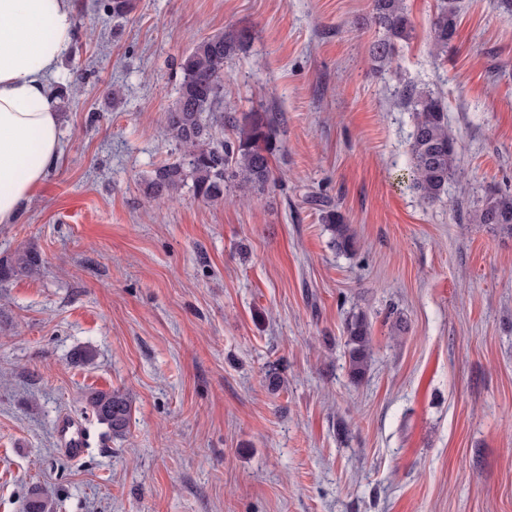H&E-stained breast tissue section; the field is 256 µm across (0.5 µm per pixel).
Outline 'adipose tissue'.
Returning a JSON list of instances; mask_svg holds the SVG:
<instances>
[{"mask_svg":"<svg viewBox=\"0 0 512 512\" xmlns=\"http://www.w3.org/2000/svg\"><path fill=\"white\" fill-rule=\"evenodd\" d=\"M74 27L70 0H0V225L17 222L61 156L49 80Z\"/></svg>","mask_w":512,"mask_h":512,"instance_id":"adipose-tissue-1","label":"adipose tissue"}]
</instances>
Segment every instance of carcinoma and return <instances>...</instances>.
Instances as JSON below:
<instances>
[{
	"label": "carcinoma",
	"mask_w": 512,
	"mask_h": 512,
	"mask_svg": "<svg viewBox=\"0 0 512 512\" xmlns=\"http://www.w3.org/2000/svg\"><path fill=\"white\" fill-rule=\"evenodd\" d=\"M373 21L383 35L373 43L374 61L390 64L400 47L413 38L405 0H373ZM459 18L458 0H439L432 23L431 53H448ZM247 40L243 32L219 33L195 41L178 60L183 74L177 99L165 116L167 131L182 149L181 159L153 171L146 193L171 199L190 187L205 201L224 199V189L245 188L261 193L275 181L272 160L281 148L280 118L276 112H245L237 117L223 108L224 63ZM405 104L415 113L411 135V184L420 196L439 200L448 192V182L456 175L455 141L448 130L446 106L431 91L407 86L402 91ZM473 221L512 235V194L490 193L480 200ZM323 222L332 234V245L341 253L354 250L355 239L341 212L324 211ZM42 264L34 249L0 259V281L17 275L36 273ZM349 373L361 379L370 360L371 333L367 319L354 316L346 325ZM87 404L100 424L113 435L125 434L130 422L131 403L119 390L92 391ZM27 512H52L49 496L33 492Z\"/></svg>",
	"instance_id": "obj_1"
}]
</instances>
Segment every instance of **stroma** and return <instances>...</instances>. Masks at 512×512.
I'll use <instances>...</instances> for the list:
<instances>
[{
    "mask_svg": "<svg viewBox=\"0 0 512 512\" xmlns=\"http://www.w3.org/2000/svg\"><path fill=\"white\" fill-rule=\"evenodd\" d=\"M107 2L72 0L61 158L0 225V259L43 260L0 282V512L37 487L53 512H512V236L466 215L512 193V12L461 0L437 57L436 0H406L414 37L382 66L372 0H134L124 18ZM240 30L224 109L280 113L278 184L151 198L180 155L178 58ZM408 85L442 97L457 142L433 203L409 180ZM317 197L354 252L333 248ZM357 313L372 332L358 382ZM84 347L93 360L74 362ZM92 389L127 394L125 436L87 409ZM64 413L96 437L78 461L55 437ZM349 373L354 380H360L370 360L371 333L364 316H354L346 325Z\"/></svg>",
    "mask_w": 512,
    "mask_h": 512,
    "instance_id": "stroma-1",
    "label": "stroma"
}]
</instances>
